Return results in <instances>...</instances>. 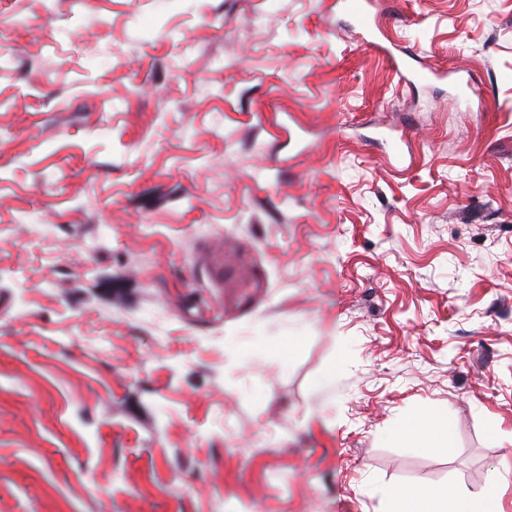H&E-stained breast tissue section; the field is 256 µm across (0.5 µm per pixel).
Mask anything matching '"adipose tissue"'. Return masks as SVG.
Segmentation results:
<instances>
[{
  "instance_id": "adipose-tissue-1",
  "label": "adipose tissue",
  "mask_w": 512,
  "mask_h": 512,
  "mask_svg": "<svg viewBox=\"0 0 512 512\" xmlns=\"http://www.w3.org/2000/svg\"><path fill=\"white\" fill-rule=\"evenodd\" d=\"M390 504V512H503L495 498H470L433 487L395 489Z\"/></svg>"
}]
</instances>
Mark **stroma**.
<instances>
[{"label":"stroma","instance_id":"stroma-1","mask_svg":"<svg viewBox=\"0 0 512 512\" xmlns=\"http://www.w3.org/2000/svg\"><path fill=\"white\" fill-rule=\"evenodd\" d=\"M366 9L0 0V512H512V0ZM398 435L404 441L419 439L429 447H437L448 440V421L442 415L429 413L419 422L402 427ZM390 512H503L501 503L494 497L470 498L448 489L433 487L396 488L390 493Z\"/></svg>","mask_w":512,"mask_h":512}]
</instances>
